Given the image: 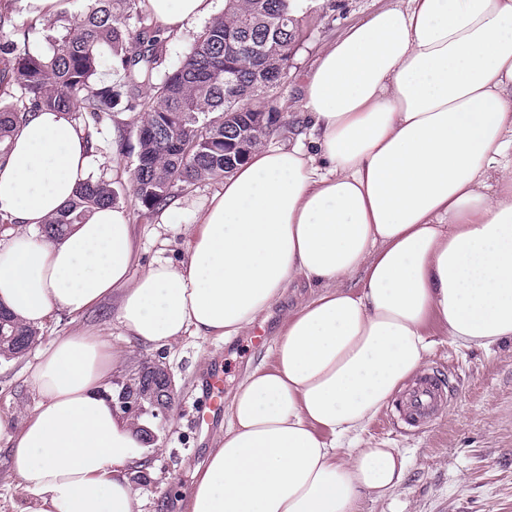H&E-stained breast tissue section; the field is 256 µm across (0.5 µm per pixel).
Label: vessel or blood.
Masks as SVG:
<instances>
[{
	"instance_id": "obj_1",
	"label": "vessel or blood",
	"mask_w": 512,
	"mask_h": 512,
	"mask_svg": "<svg viewBox=\"0 0 512 512\" xmlns=\"http://www.w3.org/2000/svg\"><path fill=\"white\" fill-rule=\"evenodd\" d=\"M223 389L224 369L222 363L217 362L204 385L208 408L198 414V422L209 421L211 412L220 409ZM449 398L450 385L446 375L427 369L421 371L411 387L392 402L386 416L401 433L421 434L441 419Z\"/></svg>"
}]
</instances>
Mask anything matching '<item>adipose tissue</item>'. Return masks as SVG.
<instances>
[{
  "mask_svg": "<svg viewBox=\"0 0 512 512\" xmlns=\"http://www.w3.org/2000/svg\"><path fill=\"white\" fill-rule=\"evenodd\" d=\"M180 34L213 0H141ZM296 142L255 149L190 227L185 259L138 270L127 209L38 230L92 180L81 125L29 113L0 143V307L42 327L116 299L121 336L155 349L221 340L287 288L271 364L249 370L186 512H357L406 470L396 448H344L421 369L430 323L456 343L512 339V0H395L322 52ZM125 351L82 329L38 350L41 396L8 432L24 512H142L146 422L112 408Z\"/></svg>",
  "mask_w": 512,
  "mask_h": 512,
  "instance_id": "1",
  "label": "adipose tissue"
}]
</instances>
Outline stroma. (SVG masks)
Masks as SVG:
<instances>
[{"instance_id":"1","label":"stroma","mask_w":512,"mask_h":512,"mask_svg":"<svg viewBox=\"0 0 512 512\" xmlns=\"http://www.w3.org/2000/svg\"><path fill=\"white\" fill-rule=\"evenodd\" d=\"M88 4L89 0H76L73 12L30 29L23 38L14 36L13 30L28 27L30 19L23 0H12L13 23L0 29V42L15 40L21 53H50L48 35L71 27ZM321 4L323 17L299 49L287 87L278 93L280 107L291 115L297 112L302 77L316 65L322 49L353 23L388 6L389 0H321ZM140 118V113L120 106L103 115L92 133L91 156L96 178L111 183L117 205L130 213L138 266L143 269L158 259L184 258V225L195 223L198 210L223 183L204 181L181 194L182 228L162 227L160 214L138 206L132 194L130 175ZM305 293L299 282L287 289L265 322L268 340L261 350H253L246 332L226 342L187 336L162 350L134 347L127 359L114 366L111 383L116 391L133 373L156 364L167 368L174 381L168 419L152 421L159 449L150 457L151 475L139 485L143 512H185L179 495L190 489L194 468L205 461L228 426L225 415L207 429L195 422L209 363L223 361L224 390L232 392L247 370L272 362L271 338L284 314ZM429 330L436 345L425 365L445 372L454 386L453 399L440 424L418 437L399 434L379 415L366 426L363 447L400 449L407 469L403 481L386 496L363 495L358 512H512V340L487 351L467 349L445 336L440 325L431 324ZM34 356L30 348L21 356L0 360L1 418L17 422L37 406L40 396L27 373ZM9 446L7 436H0V512H23L26 494L11 469Z\"/></svg>"}]
</instances>
